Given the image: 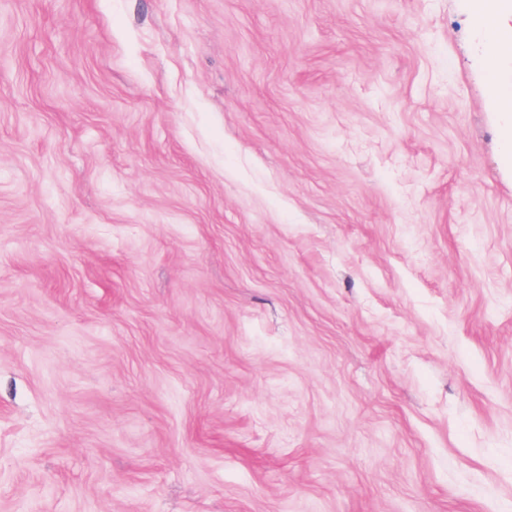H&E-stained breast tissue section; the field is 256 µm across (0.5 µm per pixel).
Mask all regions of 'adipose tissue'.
Masks as SVG:
<instances>
[{
    "label": "adipose tissue",
    "instance_id": "adipose-tissue-1",
    "mask_svg": "<svg viewBox=\"0 0 512 512\" xmlns=\"http://www.w3.org/2000/svg\"><path fill=\"white\" fill-rule=\"evenodd\" d=\"M477 27L488 49L490 73H497L499 59L512 53V0H469Z\"/></svg>",
    "mask_w": 512,
    "mask_h": 512
}]
</instances>
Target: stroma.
<instances>
[{"mask_svg":"<svg viewBox=\"0 0 512 512\" xmlns=\"http://www.w3.org/2000/svg\"><path fill=\"white\" fill-rule=\"evenodd\" d=\"M467 0H0V512H512V150Z\"/></svg>","mask_w":512,"mask_h":512,"instance_id":"obj_1","label":"stroma"}]
</instances>
